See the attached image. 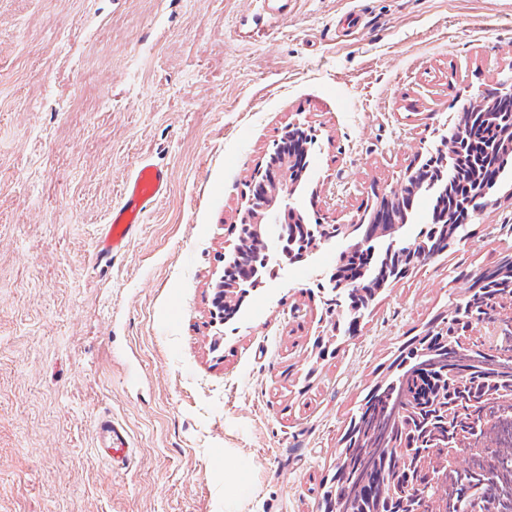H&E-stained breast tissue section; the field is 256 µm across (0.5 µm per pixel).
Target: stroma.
Instances as JSON below:
<instances>
[{
  "label": "stroma",
  "instance_id": "obj_1",
  "mask_svg": "<svg viewBox=\"0 0 512 512\" xmlns=\"http://www.w3.org/2000/svg\"><path fill=\"white\" fill-rule=\"evenodd\" d=\"M511 77L512 0H288L279 18L259 0H0V512H324L394 352L512 253V177L324 358L329 278L360 226L204 326L244 180L307 118L292 205L350 224ZM144 159L167 195L97 258ZM105 413L126 468L95 455ZM229 462L244 488L226 490Z\"/></svg>",
  "mask_w": 512,
  "mask_h": 512
}]
</instances>
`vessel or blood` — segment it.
<instances>
[{
    "instance_id": "1",
    "label": "vessel or blood",
    "mask_w": 512,
    "mask_h": 512,
    "mask_svg": "<svg viewBox=\"0 0 512 512\" xmlns=\"http://www.w3.org/2000/svg\"><path fill=\"white\" fill-rule=\"evenodd\" d=\"M168 189V175L150 162H143L123 187L120 203L114 207L98 241L101 253L121 251L139 230L141 217L151 210ZM96 455L114 463L130 460L127 433L111 416L98 418Z\"/></svg>"
}]
</instances>
